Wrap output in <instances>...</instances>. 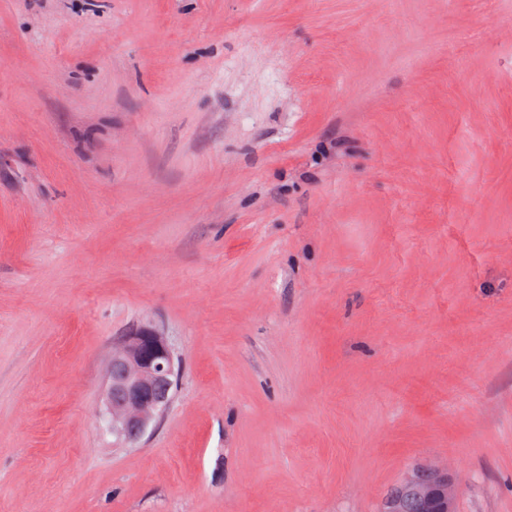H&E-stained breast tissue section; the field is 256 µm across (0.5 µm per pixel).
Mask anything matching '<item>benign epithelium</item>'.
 I'll return each instance as SVG.
<instances>
[{"label":"benign epithelium","mask_w":512,"mask_h":512,"mask_svg":"<svg viewBox=\"0 0 512 512\" xmlns=\"http://www.w3.org/2000/svg\"><path fill=\"white\" fill-rule=\"evenodd\" d=\"M171 343L151 322L143 323L115 342L108 371L105 421L112 435L127 445L139 443L164 414L177 377ZM457 485L448 467L421 462L385 496L380 512H454Z\"/></svg>","instance_id":"7a95c632"}]
</instances>
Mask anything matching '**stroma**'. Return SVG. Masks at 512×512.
<instances>
[{
    "instance_id": "35a3bbf8",
    "label": "stroma",
    "mask_w": 512,
    "mask_h": 512,
    "mask_svg": "<svg viewBox=\"0 0 512 512\" xmlns=\"http://www.w3.org/2000/svg\"><path fill=\"white\" fill-rule=\"evenodd\" d=\"M426 460L512 512V0H0V512H380ZM114 344L104 418L113 436L133 446L169 405L178 374L176 356L167 336L151 322Z\"/></svg>"
}]
</instances>
